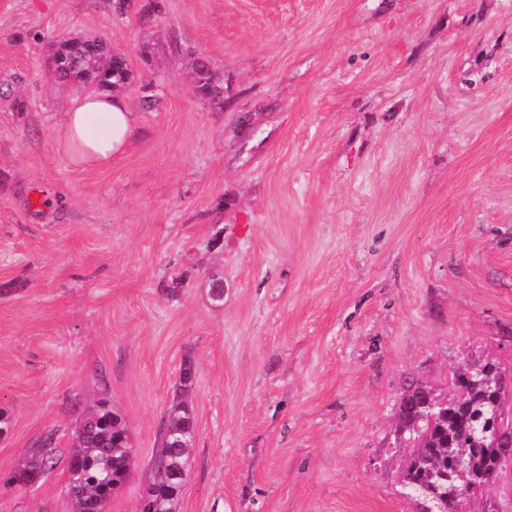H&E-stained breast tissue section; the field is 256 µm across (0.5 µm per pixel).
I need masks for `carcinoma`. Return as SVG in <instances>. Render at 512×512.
Wrapping results in <instances>:
<instances>
[{
    "label": "carcinoma",
    "instance_id": "cac0c4a2",
    "mask_svg": "<svg viewBox=\"0 0 512 512\" xmlns=\"http://www.w3.org/2000/svg\"><path fill=\"white\" fill-rule=\"evenodd\" d=\"M71 53L79 58L78 68L71 72L77 79L94 71L112 56L107 42H100L86 54L81 43L73 45ZM195 373L191 362L183 364L179 387L167 409L165 430L160 437L161 448L154 458L150 485H161L174 492L186 480L190 451L196 443V428L188 401ZM461 396L455 401L442 400L411 427L413 416L419 414L414 395L405 397L399 406V431L409 433L413 443L402 477L404 494L419 502L421 512H458L471 492L496 480L512 460L495 445L487 424L502 433L512 434V415H505L509 395L491 393L484 377L468 366H460L455 374ZM115 410L105 399L86 412L76 434L75 448L70 453L67 485L73 512H100L129 478L132 461L129 436L125 427L115 428ZM57 447L51 438L41 442L30 461L20 470L18 478L43 475L53 468Z\"/></svg>",
    "mask_w": 512,
    "mask_h": 512
}]
</instances>
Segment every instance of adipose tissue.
Segmentation results:
<instances>
[{
	"label": "adipose tissue",
	"mask_w": 512,
	"mask_h": 512,
	"mask_svg": "<svg viewBox=\"0 0 512 512\" xmlns=\"http://www.w3.org/2000/svg\"><path fill=\"white\" fill-rule=\"evenodd\" d=\"M136 125V115L123 97L80 94L65 109L58 149L76 163L107 168L127 149Z\"/></svg>",
	"instance_id": "obj_1"
}]
</instances>
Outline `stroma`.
Instances as JSON below:
<instances>
[{
	"instance_id": "obj_1",
	"label": "stroma",
	"mask_w": 512,
	"mask_h": 512,
	"mask_svg": "<svg viewBox=\"0 0 512 512\" xmlns=\"http://www.w3.org/2000/svg\"><path fill=\"white\" fill-rule=\"evenodd\" d=\"M87 35L133 74L106 170L57 150L46 61ZM187 360L177 512H417L402 399L512 379V0H0V512H72L102 397L134 459L106 512H136ZM464 512H512V464ZM56 458L57 447L54 441L48 437L41 442L39 448L35 449L31 460L19 470L20 473L18 476H14L13 478L18 480L32 475L42 476L47 469L53 468V465L56 463Z\"/></svg>"
}]
</instances>
